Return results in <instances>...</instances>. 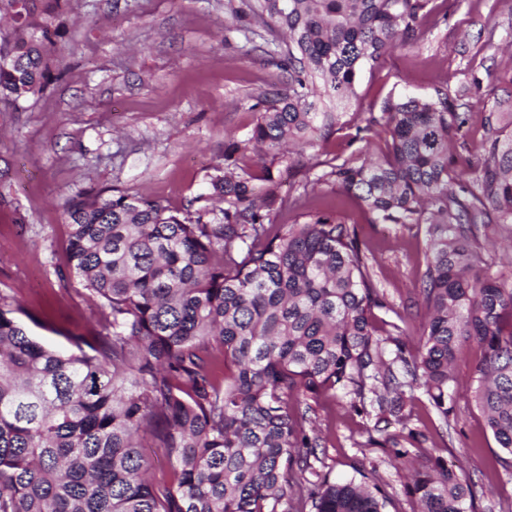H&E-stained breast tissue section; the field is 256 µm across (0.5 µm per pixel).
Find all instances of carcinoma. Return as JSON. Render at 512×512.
Returning <instances> with one entry per match:
<instances>
[{
    "label": "carcinoma",
    "mask_w": 512,
    "mask_h": 512,
    "mask_svg": "<svg viewBox=\"0 0 512 512\" xmlns=\"http://www.w3.org/2000/svg\"><path fill=\"white\" fill-rule=\"evenodd\" d=\"M68 2L0 0L14 19L0 36V99L16 104L53 79ZM429 2L254 0V17L288 36V81L257 97L256 124L228 140L209 176L224 206L173 211L114 189L65 201L69 273L107 315L90 352L67 354L0 298V512H385L376 484L300 479L321 443L298 419L324 395L368 390L379 420L405 427L417 384L446 419L469 342L482 359L468 391L512 455V281L474 245L478 227L512 224V95L484 114L470 181L455 152L467 103L445 85L384 100L357 133L381 127L387 151L314 180L360 199L374 223L429 225L427 325L412 346L372 325L386 303L355 226L330 213L273 224L286 200L255 184L333 133L360 73L395 43H418ZM248 152L262 177L238 165ZM147 435L169 459V483L148 478ZM474 486L438 457L408 491L421 512H472Z\"/></svg>",
    "instance_id": "cac0c4a2"
}]
</instances>
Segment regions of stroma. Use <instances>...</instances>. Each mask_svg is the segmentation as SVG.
<instances>
[{"label":"stroma","mask_w":512,"mask_h":512,"mask_svg":"<svg viewBox=\"0 0 512 512\" xmlns=\"http://www.w3.org/2000/svg\"><path fill=\"white\" fill-rule=\"evenodd\" d=\"M431 6L419 43L392 48L379 68L363 71L339 130L308 151L297 171L278 177V194L296 205L273 218L302 223L330 212L356 225L390 305L374 310L372 321L382 333L398 324L411 343L424 325L427 225L375 224L335 186H317L300 200L290 185L335 160L385 151L384 136L357 140V126L385 99L426 96L441 84L468 105L461 154L480 164L482 117L512 93V0ZM62 22L69 47L63 75L19 104L0 101V294L34 316L29 329L39 341L72 352L74 337L89 340L100 331L102 309L69 274L63 201L114 188L186 208L223 166L227 138H246L256 123L257 97L287 73L282 55L271 51L277 33L253 17L249 0H70ZM412 395L408 425L384 433L369 412L372 397L363 413L346 391L322 397L313 417L322 437L317 473L378 483L387 512H418L407 475L440 456L477 482L475 512L512 504V456L498 447L469 393H456L446 426L422 389ZM411 429L422 440H409ZM398 447L408 449L406 459H395Z\"/></svg>","instance_id":"obj_1"}]
</instances>
